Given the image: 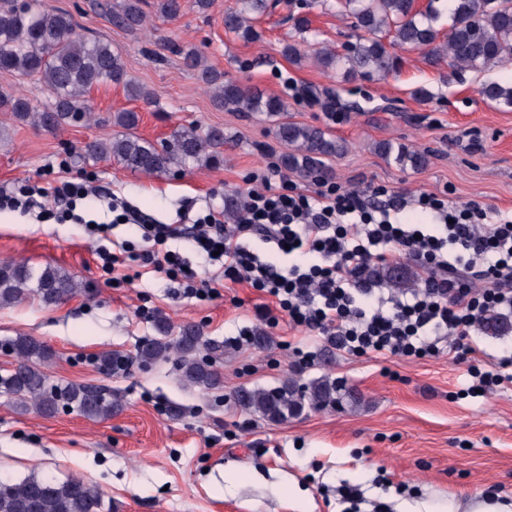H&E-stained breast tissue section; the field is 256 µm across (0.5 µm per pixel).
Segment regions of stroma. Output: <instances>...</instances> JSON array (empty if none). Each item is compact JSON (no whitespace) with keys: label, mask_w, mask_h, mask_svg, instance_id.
Listing matches in <instances>:
<instances>
[{"label":"stroma","mask_w":512,"mask_h":512,"mask_svg":"<svg viewBox=\"0 0 512 512\" xmlns=\"http://www.w3.org/2000/svg\"><path fill=\"white\" fill-rule=\"evenodd\" d=\"M44 3L69 11L82 34L110 43L129 77L153 90L157 103L147 106L128 99L122 87L101 85L89 95L99 124L54 131L0 112V187L89 179L102 193L78 202L77 219L66 222L58 221L62 208L49 197L41 207L52 218L42 223L31 213L0 211V264L53 265L86 285L57 305L32 298L0 308V340L37 337L55 353L46 369L51 382L105 387L122 402L112 419L93 421L67 410L46 416L0 395V480L81 477L99 486L113 512H406L492 492L512 502V384L475 395L466 365L444 354L355 357L287 317L268 327L261 317L266 297L242 285L201 302L146 271L116 288L96 254L140 240L135 225L113 224L106 195L129 202L146 223L188 228L208 209H223L225 196L247 197L256 186L253 174L280 170L286 147L275 137L276 118L216 106L196 75L164 50L166 40L197 46L225 79L284 99L289 120L344 140L346 152L325 161L342 186L361 190L373 182L396 192L444 193L450 202L505 214H512V109L479 89L490 81L512 84V60L455 71L403 49L397 72L346 81L312 60L322 47L339 50L358 39L339 0L277 6L255 20L261 38L249 43L224 30V12L235 0H214L208 12L189 9L175 19L149 15L137 33L111 26L88 0ZM302 9L312 21L303 36L291 20ZM288 42L300 45L301 63L282 56ZM420 86L430 100L413 98ZM123 109L139 112L137 134L156 143L189 123L222 126L223 163L154 175L109 159L74 163L88 143L112 137L108 117ZM382 140L427 152V165L404 168L380 156L373 146ZM90 220L112 223L108 238H90ZM144 304L152 317L139 316ZM159 316L176 327L196 325L223 344V354L210 357L224 377L221 390L183 387L171 361L135 363L114 376L100 370L101 352L135 354L154 336ZM244 328L268 337V346H238ZM302 350L312 353L311 363L300 361ZM321 377L338 381L347 397L285 422L262 420L234 403L241 388ZM172 401L182 408L179 416L167 411ZM345 488L356 489L358 500L344 501Z\"/></svg>","instance_id":"1"}]
</instances>
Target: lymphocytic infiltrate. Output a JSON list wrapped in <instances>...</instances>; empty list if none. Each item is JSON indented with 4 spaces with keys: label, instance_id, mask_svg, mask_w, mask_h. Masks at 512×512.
I'll return each instance as SVG.
<instances>
[{
    "label": "lymphocytic infiltrate",
    "instance_id": "1",
    "mask_svg": "<svg viewBox=\"0 0 512 512\" xmlns=\"http://www.w3.org/2000/svg\"><path fill=\"white\" fill-rule=\"evenodd\" d=\"M279 181L275 189L261 177L234 223L212 211L190 234L195 252L217 257L221 279L272 298L273 308L263 312L266 321L286 315L289 323L356 357L423 359L444 352L467 364L481 391L512 383V353L501 358L499 372H484L477 365V348L467 341L482 316L512 313V217L492 222L478 205L453 206L427 192L397 195L376 213L369 201L386 196V186L358 191L323 181L308 193L287 174ZM409 207L433 215L434 223L395 220V213ZM142 230L146 249L99 253L110 270L120 271L121 282H129L125 270L135 263L166 273L184 296L211 299L215 286L197 282L185 257L167 247L181 228L146 224ZM254 239L289 250L298 264L282 268L260 260L248 247ZM393 250L416 262L419 286L390 307L376 306L366 273L386 265Z\"/></svg>",
    "mask_w": 512,
    "mask_h": 512
}]
</instances>
